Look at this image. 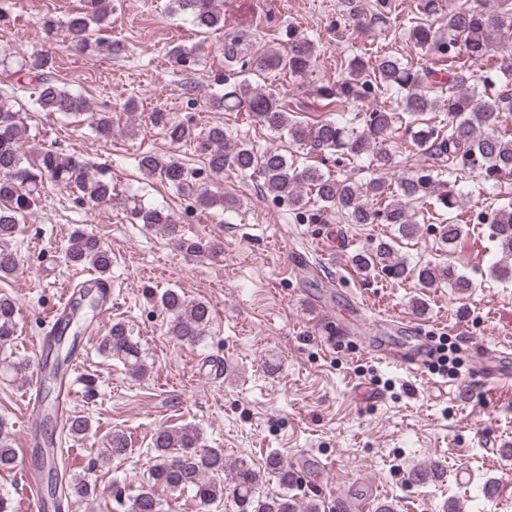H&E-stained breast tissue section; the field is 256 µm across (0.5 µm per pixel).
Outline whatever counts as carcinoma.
<instances>
[{"label": "carcinoma", "instance_id": "obj_1", "mask_svg": "<svg viewBox=\"0 0 512 512\" xmlns=\"http://www.w3.org/2000/svg\"><path fill=\"white\" fill-rule=\"evenodd\" d=\"M217 2L171 0V11L198 33L207 34L224 28V11ZM443 4L444 0H419L418 12L426 21H416L407 29L408 40L414 47L431 51L446 61L462 54L466 60L477 63L492 57L496 46L512 44V0H499L494 12L487 10L485 0H463L447 12ZM111 14L112 0H84L83 11L64 20L45 14L39 23L47 37L61 36L81 53L104 51L109 56H118L123 52L120 42L96 37V31ZM169 58L173 66L181 69H190L198 62L195 50L183 46L171 48ZM317 59L316 43L291 25L282 33L281 46H270L261 52H249L248 43L238 34L224 36V68L229 72L237 68L252 74L285 71L304 81L313 77ZM497 73H512L511 50L495 57L490 71L482 74L448 68L451 89L445 91L441 82L432 79V70L416 69L394 55L376 51L369 53L367 61L362 54L350 58L344 76L334 83L321 84L318 92L323 98L340 103L386 97L393 101L391 105L354 115L338 112L334 118L308 123L276 93L258 88L246 78L232 81L222 77L217 79L221 90L206 100L207 107L214 112L248 113L272 134H285L292 143L311 153H340L356 162L370 158L381 171L391 165L395 137L401 132L418 150L445 164L438 173L422 168L393 184L382 177L365 183L333 178L316 166L297 168L279 148L259 151L247 141L232 140L222 125L198 131L160 109L150 113L151 125L161 131L170 145L192 146L203 158L205 172L188 168L175 155L144 153L137 166L144 175L160 179L191 199L197 209L233 208V201L210 188L209 177L226 170L251 172L259 174L263 195L284 204L298 216L306 213L308 195L312 194L320 210H332L350 224H391L399 238L414 239L419 233L417 208L432 207L441 216L460 208L464 197L457 188L460 179L478 177L495 184L512 176V130L503 126V113L512 112V95L494 93ZM10 75L16 77V91L29 92L38 110L65 116L88 112L92 131L101 138L112 136V113L92 111L84 95L62 85L49 53L40 51L22 57ZM428 112L434 116L423 118ZM28 139L26 114L14 108V104L0 100V280L12 277L20 266L15 246L19 224L41 205L47 184L71 192L80 205L109 206L122 201L131 223L166 231L190 258L210 260L223 253L218 240L179 234L178 222L166 210L144 204L135 194L118 198L107 170L94 169L80 156L54 146L28 151ZM486 228L500 253L492 266V275L500 282H512L511 199L491 209ZM438 230L441 242L450 246L463 235V225L452 216L446 222L440 221ZM65 258L73 266L91 268L104 279L112 276V252L98 237L82 230L72 232ZM355 263L393 280H414L422 288L447 286L459 296L472 288L471 280L451 262L440 259L412 264L399 255L392 241L382 240L372 252L357 254ZM160 303L171 315L170 333L183 344L199 343L210 321L208 303L189 300L174 288L162 292ZM16 314V300L0 294V350L17 338ZM99 350L121 362L134 376L147 372L137 343L122 323L112 324ZM57 384L53 374L42 386L40 403L46 419L58 411V398L52 397ZM90 427V419L82 415L71 416L66 422L71 436H83ZM128 447L125 433L110 432L102 438L99 457L108 462L126 455ZM152 449L151 489L128 499L124 512H162V501L155 493L157 487L170 493L191 491L204 512H211L224 501V449L202 445L196 427L161 428L153 436ZM16 462L11 427L0 416V474L12 472ZM266 474L277 477L285 487L298 480L296 472L275 456L270 457L263 472L246 464L238 465L234 485L239 512H294L293 503L286 496H256ZM50 483L58 509L62 499L91 492L83 481L63 484L53 476Z\"/></svg>", "mask_w": 512, "mask_h": 512}]
</instances>
